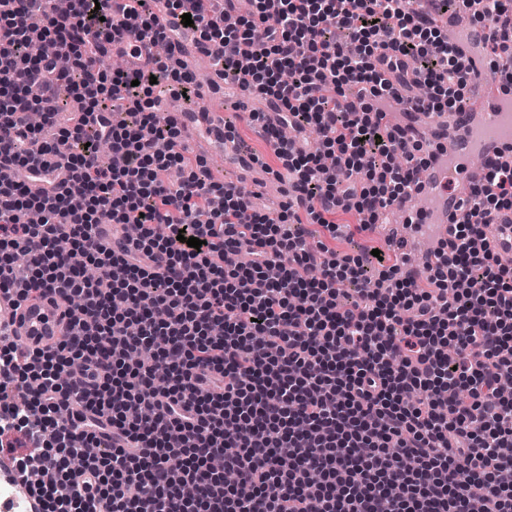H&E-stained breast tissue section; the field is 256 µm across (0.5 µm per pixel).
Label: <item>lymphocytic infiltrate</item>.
<instances>
[{
  "mask_svg": "<svg viewBox=\"0 0 512 512\" xmlns=\"http://www.w3.org/2000/svg\"><path fill=\"white\" fill-rule=\"evenodd\" d=\"M470 1L0 0V290L68 316L50 349L0 334V436L43 472L39 512H512V263L485 238L512 165L486 168L422 278L397 256L370 280L371 252L299 226L376 224L408 194L427 161L376 102L465 103L438 20ZM167 14L277 112L250 120L295 192L278 218L157 121V85L196 93Z\"/></svg>",
  "mask_w": 512,
  "mask_h": 512,
  "instance_id": "obj_1",
  "label": "lymphocytic infiltrate"
}]
</instances>
